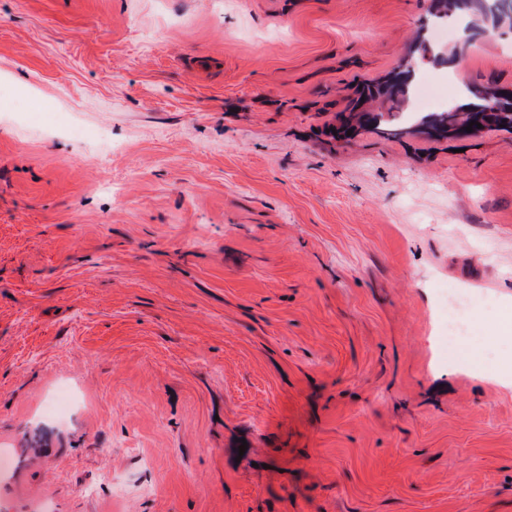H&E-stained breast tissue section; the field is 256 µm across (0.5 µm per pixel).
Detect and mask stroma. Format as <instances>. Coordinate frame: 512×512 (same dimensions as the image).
Segmentation results:
<instances>
[{
  "mask_svg": "<svg viewBox=\"0 0 512 512\" xmlns=\"http://www.w3.org/2000/svg\"><path fill=\"white\" fill-rule=\"evenodd\" d=\"M430 0H0V512H512V134L324 127ZM494 304L487 300H469L448 307V345L457 347L468 344L471 338V315L475 311L491 312Z\"/></svg>",
  "mask_w": 512,
  "mask_h": 512,
  "instance_id": "1",
  "label": "stroma"
}]
</instances>
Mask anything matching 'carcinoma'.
Here are the masks:
<instances>
[{"instance_id": "1", "label": "carcinoma", "mask_w": 512, "mask_h": 512, "mask_svg": "<svg viewBox=\"0 0 512 512\" xmlns=\"http://www.w3.org/2000/svg\"><path fill=\"white\" fill-rule=\"evenodd\" d=\"M511 5H504V0H432L431 15L438 19L463 14L470 22H482L493 28L512 27ZM446 51L430 43L422 33L418 34L411 51V57L403 64L402 70L387 79L383 84L368 90L363 99L356 100L344 112L338 113L339 126L335 128V138L346 137L352 129H371L382 134L396 136L403 133L402 123L412 111L413 96L410 75L414 64L427 60L433 64L444 63ZM484 97L491 103L490 111L480 114L482 129L503 127L512 131V96L503 94V89L495 85L480 87ZM379 101L375 110L363 107V100ZM473 120L468 105H460L454 112L418 113L412 123L419 132L439 139H456Z\"/></svg>"}]
</instances>
